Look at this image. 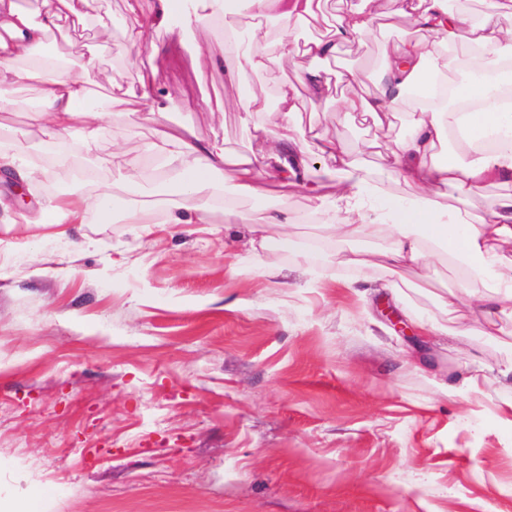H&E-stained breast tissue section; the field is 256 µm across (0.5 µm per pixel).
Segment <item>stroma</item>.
Wrapping results in <instances>:
<instances>
[{"label":"stroma","mask_w":512,"mask_h":512,"mask_svg":"<svg viewBox=\"0 0 512 512\" xmlns=\"http://www.w3.org/2000/svg\"><path fill=\"white\" fill-rule=\"evenodd\" d=\"M150 0H99L109 29L89 25L53 36V53L73 75L111 86L155 68L173 98L170 117L234 154L258 151L253 130L227 100L240 94L201 53L220 51L224 25L149 30L141 49L127 39L131 7ZM338 66L374 90L384 49L411 34L388 17ZM268 71L248 89L273 99L297 80L303 58L278 45ZM338 88L302 103L296 125L366 146L383 140L336 110ZM35 92L0 112L11 145L30 162L52 151L28 112ZM127 121L110 127L91 157L50 164L20 203L0 174V512H512V426L499 419L505 387L470 406L429 381L461 384L475 363L512 359V344L483 336L423 335L414 319L445 320L460 282L438 269L428 292L398 311L402 336L380 314L393 303L379 275L368 300L331 279L313 281L299 251L315 229L307 200L272 179L238 199L237 223L131 224L122 206L110 223L88 211L80 224H18L51 197L78 202L85 172L107 183L136 169L117 198L166 197L170 186L146 147L156 123L137 99L116 95ZM289 205L305 222L296 250L272 243L252 256L243 243L268 211ZM422 360L415 370L411 359Z\"/></svg>","instance_id":"1"}]
</instances>
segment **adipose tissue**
<instances>
[{
  "instance_id": "adipose-tissue-1",
  "label": "adipose tissue",
  "mask_w": 512,
  "mask_h": 512,
  "mask_svg": "<svg viewBox=\"0 0 512 512\" xmlns=\"http://www.w3.org/2000/svg\"><path fill=\"white\" fill-rule=\"evenodd\" d=\"M93 0H48L44 10L31 13L17 0H0V88L38 89L34 109L45 121L52 139H69V153L93 154L105 131L104 119L120 123L123 115L107 113L93 102L92 91L71 75L70 64L48 56L43 48L65 23L88 25ZM395 15L406 18L414 37L387 51L375 92L356 88L352 71L330 77L326 63L337 60L343 48L366 35L372 14L354 8L349 0H202L199 10L186 11L184 0H152L146 14L135 17L128 31L132 45L145 31L170 27L173 16L183 24L225 19L230 14L253 20L276 16L283 30L329 13L327 33L305 39L300 50L309 61L299 82L276 86L275 106L242 94L234 106L244 120L272 111L273 130H260V153L230 161L220 141H200L188 128L170 125L167 110L156 107L158 128L150 152L159 158L177 183L173 200L162 208L166 224H205L211 202L222 196L223 185L211 182L219 172L233 182L238 194L252 195L259 179L270 177L300 191L319 223L325 240L336 243L332 268L317 267L318 278L330 269H376L389 274L391 293L413 287L408 274L439 264L461 279L463 314L450 323L421 321L427 336H485L512 334V191L500 193L487 207H478L473 189L478 184L512 182V26L503 14L512 13V0H480L474 12L450 9L448 0H391ZM261 46L245 48L243 39L227 36L224 55L214 65L224 68L228 81L245 85L249 73L266 69ZM343 84L338 111L380 127L399 119L407 135L382 143L394 175L414 188L404 200H394L380 180L365 168L364 151L317 129L294 127L300 95L322 100L332 82ZM455 140L470 156L463 164L441 158L447 140ZM321 160L335 174L333 191L311 181V159ZM296 212L281 206L255 225L248 241L253 255L271 243L291 246ZM386 240L385 248L368 251L343 248L350 236Z\"/></svg>"
}]
</instances>
